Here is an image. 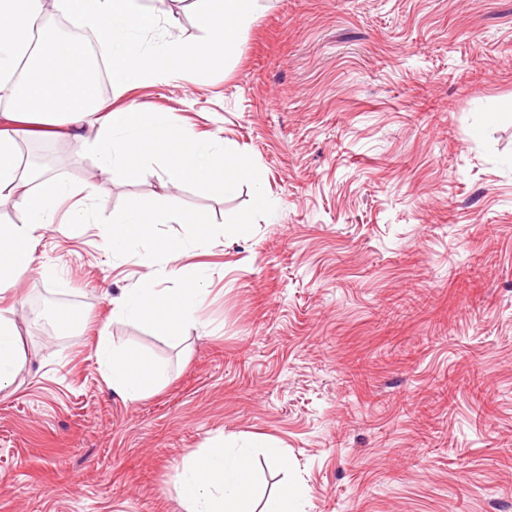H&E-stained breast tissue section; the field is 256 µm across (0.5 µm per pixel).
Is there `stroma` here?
Masks as SVG:
<instances>
[{"label":"stroma","instance_id":"stroma-1","mask_svg":"<svg viewBox=\"0 0 512 512\" xmlns=\"http://www.w3.org/2000/svg\"><path fill=\"white\" fill-rule=\"evenodd\" d=\"M146 5L169 39L203 36L196 0ZM102 96L217 137L273 207L247 183L163 186L157 157L103 178L49 138L46 176L73 196L8 297L26 363L0 393V512H184L182 459L255 436L289 461L256 451L260 488L289 477L306 512H512V125L485 121L512 110V0H258L219 73ZM99 204L203 211L212 235L175 279L104 248ZM200 269L203 323L180 339L113 320L143 276L181 288ZM103 333L169 384L114 392Z\"/></svg>","mask_w":512,"mask_h":512}]
</instances>
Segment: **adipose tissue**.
I'll return each instance as SVG.
<instances>
[{
  "label": "adipose tissue",
  "instance_id": "1",
  "mask_svg": "<svg viewBox=\"0 0 512 512\" xmlns=\"http://www.w3.org/2000/svg\"><path fill=\"white\" fill-rule=\"evenodd\" d=\"M42 18L43 0H0V81L14 76L26 53H33L37 63L25 85V105L0 113V200H15L26 215L24 223L0 225V296L30 270L36 231L53 224L60 204L71 194L67 185L43 179L31 164L20 162V134L29 123L88 147L102 176L160 154L164 185L190 184L203 194L224 197L245 180L255 188V209L269 207L261 190V168L242 165L214 139L174 129L165 113L113 110L104 99L88 95L83 53L63 42H36V35L46 32ZM91 127L96 135L90 140L84 132ZM96 222L106 245L137 249L140 265L148 268L162 258L177 261L211 235L206 214L184 217L162 208L116 212L101 207ZM181 223L187 227L185 234L155 233L156 225ZM206 298L199 286L172 291L146 277L113 300L112 317L148 323L156 335L171 338L182 327L199 325ZM95 356L107 384L128 399L149 396L169 381L160 366L111 345L108 337H100ZM24 362L14 312L0 308V392L14 387ZM175 485L185 512H304L299 490L287 482L266 496L261 508H253V458L248 449L230 448L220 440L186 456Z\"/></svg>",
  "mask_w": 512,
  "mask_h": 512
}]
</instances>
